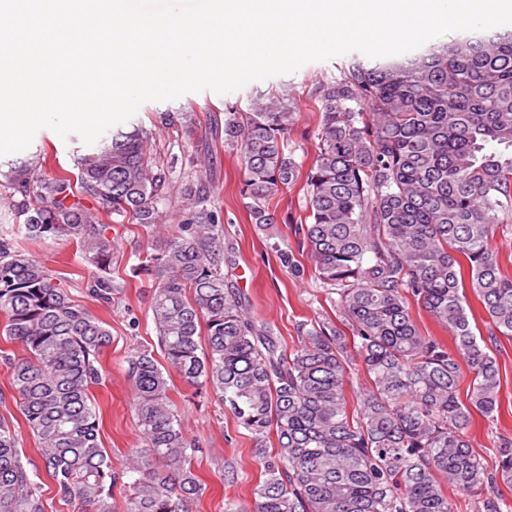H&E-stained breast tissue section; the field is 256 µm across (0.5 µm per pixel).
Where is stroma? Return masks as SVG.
Segmentation results:
<instances>
[{
    "mask_svg": "<svg viewBox=\"0 0 512 512\" xmlns=\"http://www.w3.org/2000/svg\"><path fill=\"white\" fill-rule=\"evenodd\" d=\"M350 59L346 53L312 61L296 72L255 81L228 94L205 89L173 101H149L122 125L126 131L135 125L147 129L153 159L171 168L175 177L189 175L206 183L212 201L223 212L224 236L236 247L237 265L227 274L228 285L244 292L252 314L272 326L286 349L296 345L300 322L335 318L336 309L312 272H305L300 278L289 276L272 250L275 242L293 239V225L307 215L301 189L283 190L271 199L270 209L277 218L272 227L263 231L251 224L240 195L244 168L239 158L224 146V112L232 106L247 109L258 94L288 86L296 95L300 114V131L293 136L299 145L296 156L304 165H311L314 143L302 136L303 131L314 127L317 119L311 94L316 82L337 75ZM88 150L78 135L63 138L42 128L26 150L0 157V169L8 170L44 154L48 163L41 168V175L70 173L75 156ZM107 235L114 242V288L111 303L105 304L88 293L97 272L78 258L76 242L25 238L20 231V218L10 206L5 190L0 188V239L13 242L43 263L51 274L61 277L71 298L105 321L111 333L112 342L100 357L103 380L92 393L102 411L101 442L112 459L113 469L119 471L126 465L131 450L145 445L131 408L134 391L129 361L140 348L157 349L158 338L149 310V285L133 277L131 269L147 256L153 232L139 224L111 222ZM491 353L500 368L499 417L493 420L474 415L470 428L472 445L490 468L496 465L500 438L512 439V339L499 338ZM8 380L7 368L0 363V419L15 427L23 457L36 467H43L36 440L23 420ZM170 397L186 434L198 447L191 464L203 483L204 493L190 505L189 512H224L225 499L234 497L249 503L250 488L259 476L253 441L236 431L223 404L213 394L197 393L175 376L171 379ZM229 465L237 467L242 476L241 482L233 487L224 483V469Z\"/></svg>",
    "mask_w": 512,
    "mask_h": 512,
    "instance_id": "stroma-1",
    "label": "stroma"
}]
</instances>
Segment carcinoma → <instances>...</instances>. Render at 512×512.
Here are the masks:
<instances>
[{
    "instance_id": "1",
    "label": "carcinoma",
    "mask_w": 512,
    "mask_h": 512,
    "mask_svg": "<svg viewBox=\"0 0 512 512\" xmlns=\"http://www.w3.org/2000/svg\"><path fill=\"white\" fill-rule=\"evenodd\" d=\"M314 96L316 157L305 172L291 138L294 92L282 86L246 112H224V146L246 172L251 223H276L270 199L304 180L307 217L294 233L316 280L336 295L339 322L301 324L290 351L226 284L236 249L220 244L222 212L206 184L175 186L151 160L143 127L102 138L77 157L73 178L33 181L26 165L0 171L25 236L75 241L98 272L90 293L104 303L113 243L99 216L162 226L180 194L177 229L157 235L132 267L150 284L163 361L150 349L131 359L146 447L132 449L122 473L99 441L91 394L111 343L106 323L44 265L0 241L3 333L26 352L4 356L9 384L58 492L80 512H186L202 493L190 463L198 448L169 398L171 370L214 394L255 443L251 502L228 499L224 512H455L450 486L476 512H503L494 489L512 486V441L499 445L490 472L469 428L473 412L492 417L500 406L487 341L512 338V277L494 245L498 225L512 222V32L355 58ZM273 251L289 275H304L288 242ZM469 292L489 317L487 340L471 324ZM413 303L453 346L419 329ZM358 370L366 382L350 396ZM38 478L0 420V512H43Z\"/></svg>"
}]
</instances>
